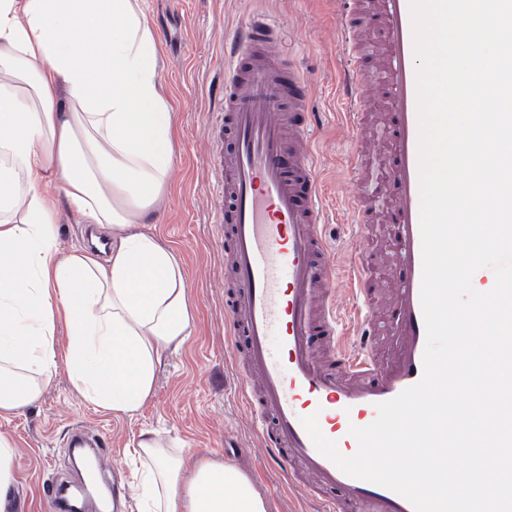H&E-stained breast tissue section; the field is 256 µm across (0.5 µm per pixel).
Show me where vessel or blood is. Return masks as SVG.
I'll return each mask as SVG.
<instances>
[{
  "instance_id": "obj_1",
  "label": "vessel or blood",
  "mask_w": 512,
  "mask_h": 512,
  "mask_svg": "<svg viewBox=\"0 0 512 512\" xmlns=\"http://www.w3.org/2000/svg\"><path fill=\"white\" fill-rule=\"evenodd\" d=\"M348 39L338 92L358 135L385 132L388 165L353 156L348 201L358 225L339 277L324 233L321 187L309 137L311 82L274 60L281 30L260 15L228 38L224 68L225 340L234 386L277 471L316 512H414L376 483L343 472L302 423L351 456V427L419 382L426 328L416 58L410 0H342ZM382 62L365 64L369 32ZM353 303L340 309L337 286Z\"/></svg>"
}]
</instances>
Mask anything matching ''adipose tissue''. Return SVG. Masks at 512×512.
Wrapping results in <instances>:
<instances>
[{"instance_id": "1", "label": "adipose tissue", "mask_w": 512, "mask_h": 512, "mask_svg": "<svg viewBox=\"0 0 512 512\" xmlns=\"http://www.w3.org/2000/svg\"><path fill=\"white\" fill-rule=\"evenodd\" d=\"M143 2L0 0V416L35 402L61 362L86 400L134 416L162 354L191 334L182 263L144 230L174 120ZM58 195L108 258L61 255ZM140 448L155 468L139 512H267L237 467L167 458L155 437Z\"/></svg>"}]
</instances>
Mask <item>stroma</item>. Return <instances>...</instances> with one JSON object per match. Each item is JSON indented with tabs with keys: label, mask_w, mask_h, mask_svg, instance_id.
Wrapping results in <instances>:
<instances>
[{
	"label": "stroma",
	"mask_w": 512,
	"mask_h": 512,
	"mask_svg": "<svg viewBox=\"0 0 512 512\" xmlns=\"http://www.w3.org/2000/svg\"><path fill=\"white\" fill-rule=\"evenodd\" d=\"M162 42V79L176 134L167 202L147 232L181 257L193 307L192 334L162 357L152 396L137 416L121 417L82 398L58 365L39 399L0 417V432L16 445L11 512H48L45 482L81 483L68 459V440L84 432L101 443L104 483L122 477L133 494L143 434L160 436L170 454L195 453L237 466L268 504V512H312L268 464L260 436L233 386L224 328V223L220 172L213 158L223 144L215 91L224 77V39L249 14L270 16L283 29L280 52L300 61L319 112L314 157L335 261L353 242L345 198L356 132L342 123L336 80L345 53L337 0H145Z\"/></svg>",
	"instance_id": "stroma-1"
}]
</instances>
